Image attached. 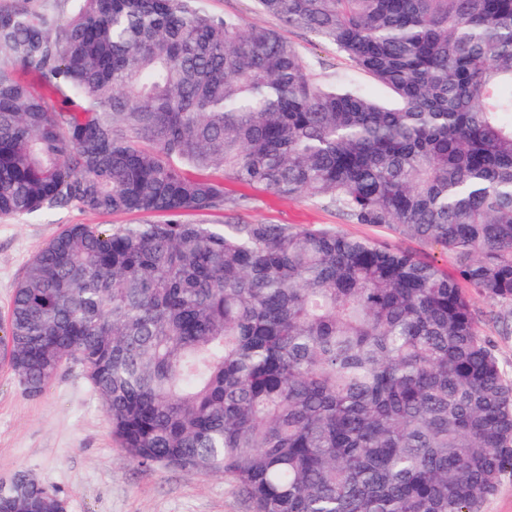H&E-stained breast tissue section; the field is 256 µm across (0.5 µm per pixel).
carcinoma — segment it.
Here are the masks:
<instances>
[{
  "mask_svg": "<svg viewBox=\"0 0 512 512\" xmlns=\"http://www.w3.org/2000/svg\"><path fill=\"white\" fill-rule=\"evenodd\" d=\"M79 2L65 21L0 8V216L164 220L69 224L37 250L0 336L27 394L81 364L131 460L222 474L252 512H483L512 469V381L462 285L512 322V0H256L386 102L194 0ZM207 169L438 246L454 272L243 220ZM63 502L0 489V512Z\"/></svg>",
  "mask_w": 512,
  "mask_h": 512,
  "instance_id": "carcinoma-1",
  "label": "carcinoma"
}]
</instances>
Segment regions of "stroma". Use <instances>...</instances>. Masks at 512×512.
<instances>
[{
    "instance_id": "1",
    "label": "stroma",
    "mask_w": 512,
    "mask_h": 512,
    "mask_svg": "<svg viewBox=\"0 0 512 512\" xmlns=\"http://www.w3.org/2000/svg\"><path fill=\"white\" fill-rule=\"evenodd\" d=\"M206 13L237 16L247 23L274 29L315 63L318 74L348 76L371 86L335 47L313 34L284 25L261 12L255 0H197ZM210 177L223 179L221 171ZM224 181L229 196L245 195L252 205L248 220L304 227H328L341 233L378 240L416 254L443 268L452 261L437 246L387 229L353 224L313 199L277 197L259 187ZM157 215H101L76 205L0 219V328L4 327L14 289L35 252L69 224H146ZM471 303L482 334L490 340L499 363L512 379V334H502L494 319L499 306L478 293ZM24 472L57 489L67 512H251L232 481L218 473L200 474L173 467H144L128 458L112 439L108 419L80 365L65 364L45 392L28 396L8 365L0 363V484Z\"/></svg>"
}]
</instances>
